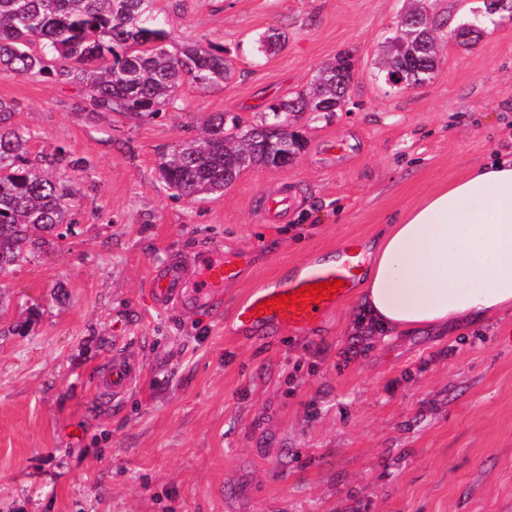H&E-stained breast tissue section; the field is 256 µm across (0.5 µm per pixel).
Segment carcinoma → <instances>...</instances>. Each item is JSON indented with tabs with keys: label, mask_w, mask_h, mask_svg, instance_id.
<instances>
[{
	"label": "carcinoma",
	"mask_w": 512,
	"mask_h": 512,
	"mask_svg": "<svg viewBox=\"0 0 512 512\" xmlns=\"http://www.w3.org/2000/svg\"><path fill=\"white\" fill-rule=\"evenodd\" d=\"M156 0H0V65L23 77L87 82L93 105L148 119L173 102L186 77L204 87L229 73L224 49L187 42L170 52L169 34L156 14ZM437 41L448 20L419 11ZM423 29L403 44L387 41L388 67L415 81L436 68ZM353 63L340 55L322 67L295 99L269 106L277 114L335 112L345 99ZM15 105L0 99V273L9 272L50 242L68 223L69 193L30 164L28 139L15 125ZM288 137L269 125L228 133L224 116L207 121L205 133L182 142L160 164L166 187L194 200L224 192L246 168L280 167Z\"/></svg>",
	"instance_id": "carcinoma-1"
}]
</instances>
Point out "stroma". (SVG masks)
I'll list each match as a JSON object with an SVG mask.
<instances>
[{"instance_id": "obj_1", "label": "stroma", "mask_w": 512, "mask_h": 512, "mask_svg": "<svg viewBox=\"0 0 512 512\" xmlns=\"http://www.w3.org/2000/svg\"><path fill=\"white\" fill-rule=\"evenodd\" d=\"M482 0H157L167 49L220 46L230 73L185 82L154 119L96 109L86 85L0 67L29 158L73 189L74 226L0 277V512H512V313L463 334L372 335L362 292L317 332L238 333L253 289L384 227L435 188L512 155V19L445 46L408 93L383 41L408 10L462 21ZM351 55L342 110L291 112L288 168L244 170L204 201L158 165L223 115L273 122ZM73 168L48 161L57 150ZM287 196L276 217L267 195ZM219 249L220 309L156 307L150 273ZM124 350L119 402L97 376Z\"/></svg>"}]
</instances>
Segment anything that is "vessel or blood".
Here are the masks:
<instances>
[{
    "instance_id": "b4317fda",
    "label": "vessel or blood",
    "mask_w": 512,
    "mask_h": 512,
    "mask_svg": "<svg viewBox=\"0 0 512 512\" xmlns=\"http://www.w3.org/2000/svg\"><path fill=\"white\" fill-rule=\"evenodd\" d=\"M234 275V270L226 264L223 255L208 254L199 260L193 276L190 277L173 268L153 271L152 297L155 304L161 307L183 295L188 300L213 307L222 297L225 281L232 279ZM358 277V268L352 259L337 262L311 259L299 266L295 273L250 293L238 306L235 320L240 329L249 335H257L271 328L285 329L294 334L313 332L328 311L352 294ZM335 280L340 281V289L320 302L268 312L261 309L262 304L275 297L292 296L304 286ZM133 384L130 366L121 356L113 359L111 369L97 382L98 388L111 392L116 398L132 388Z\"/></svg>"
}]
</instances>
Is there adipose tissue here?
Masks as SVG:
<instances>
[{"label": "adipose tissue", "mask_w": 512, "mask_h": 512, "mask_svg": "<svg viewBox=\"0 0 512 512\" xmlns=\"http://www.w3.org/2000/svg\"><path fill=\"white\" fill-rule=\"evenodd\" d=\"M364 321L457 332L512 310V159L474 168L396 218L367 254Z\"/></svg>", "instance_id": "adipose-tissue-1"}]
</instances>
